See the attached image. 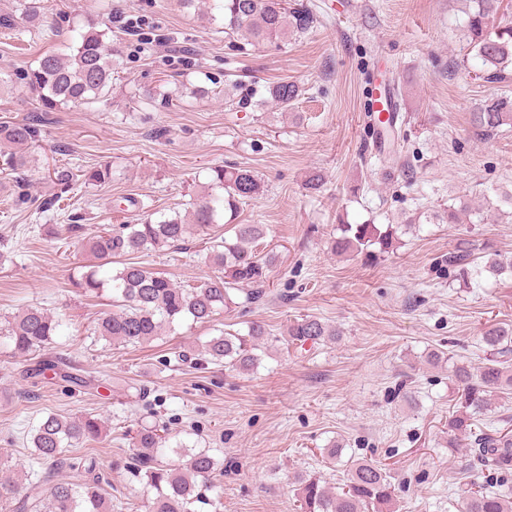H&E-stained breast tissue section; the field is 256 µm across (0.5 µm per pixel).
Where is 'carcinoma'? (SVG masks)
Returning <instances> with one entry per match:
<instances>
[{"instance_id":"1","label":"carcinoma","mask_w":512,"mask_h":512,"mask_svg":"<svg viewBox=\"0 0 512 512\" xmlns=\"http://www.w3.org/2000/svg\"><path fill=\"white\" fill-rule=\"evenodd\" d=\"M464 36L481 61L480 78L487 82L506 79L512 68V20L487 30L489 17L500 13L503 0H466ZM17 10L32 25H42L48 6L45 0H17ZM207 13L220 14L227 34H236L254 45L277 44L288 34H304L316 22L305 6L290 7L287 0H208ZM111 27L88 23L68 53L43 54L36 66L24 73L25 88L43 112L62 105L90 104L112 95L115 66ZM269 99L286 110L301 96L299 86L286 80L268 87ZM512 122V99L496 97L472 113V125L480 138H489ZM39 129L26 119L0 122L1 171L18 175L19 186L30 183L28 173L38 169L32 148ZM111 178L107 164L81 169L67 165L53 168L50 184L57 188L48 205L54 206L75 184L100 185ZM264 183L246 167L217 166L210 169L207 190L195 195L191 211L146 217L134 224H113L84 235L82 247L100 260L74 279L84 292L96 294L112 283L114 310L97 324L95 335L110 344L138 345L162 335L167 329L190 320L209 323L221 312L245 309L261 297L278 256L260 249L268 228L264 224H237L243 206L256 199ZM397 224H348L341 222L331 237L337 255H363L370 260L388 254L399 243ZM205 236L206 258L217 273L186 285L172 282L141 262L122 258L144 251L160 252L179 246L195 233ZM119 264L109 277L101 276L107 264ZM483 269L492 274L512 273V258L496 254ZM64 320L61 314L29 305L4 319L0 335L8 339L12 353L26 357L47 351L55 343ZM336 329L325 321L303 315L288 324L285 336L271 333L258 320L245 322L243 330H223L195 347L201 364L224 365L241 373L258 369L263 356L276 344L303 346L332 341ZM482 342L489 358L477 367L457 364L448 419V447L462 448L483 481L478 489L467 488L459 497V512H512V500L492 482L512 475V434H490L477 423L495 397L512 391V327L487 328ZM106 432L105 422L91 415L63 417L50 413L31 435L33 459L41 466L62 462L65 448H78ZM166 440L154 424L142 423L133 437L126 470L143 484L146 512H202L218 508L207 496L220 460L210 448L180 444L165 447ZM74 478L51 483L43 474H27L6 465L0 458V500L9 512H112V500L101 486L93 460L82 456L67 459ZM301 512H384L393 501L395 485L386 469L369 461L349 465L346 483L333 487L315 474H297Z\"/></svg>"}]
</instances>
